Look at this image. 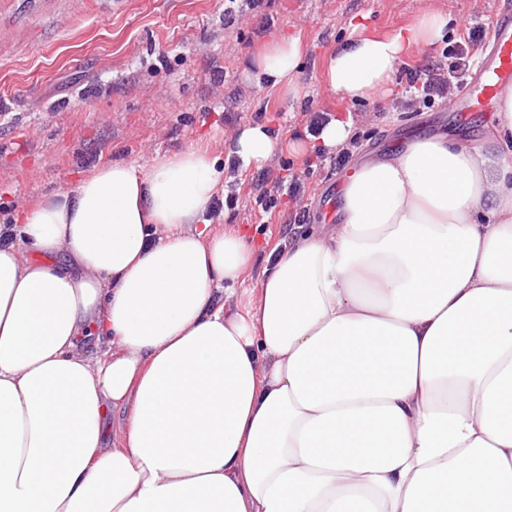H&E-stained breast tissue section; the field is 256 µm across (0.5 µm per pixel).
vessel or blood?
<instances>
[{"label":"vessel or blood","mask_w":512,"mask_h":512,"mask_svg":"<svg viewBox=\"0 0 512 512\" xmlns=\"http://www.w3.org/2000/svg\"><path fill=\"white\" fill-rule=\"evenodd\" d=\"M508 84H512V7L506 5L496 16L489 53L470 76L463 111H493L500 89Z\"/></svg>","instance_id":"vessel-or-blood-1"}]
</instances>
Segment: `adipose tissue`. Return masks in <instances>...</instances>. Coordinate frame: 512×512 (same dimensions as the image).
<instances>
[{"label": "adipose tissue", "mask_w": 512, "mask_h": 512, "mask_svg": "<svg viewBox=\"0 0 512 512\" xmlns=\"http://www.w3.org/2000/svg\"><path fill=\"white\" fill-rule=\"evenodd\" d=\"M452 20L355 25L327 88L386 93ZM302 58L271 39L254 77L299 96ZM498 101L483 146L438 130L358 164L335 226L255 281L236 226L197 229L226 178L202 144L20 211L0 246V512H512V86ZM277 149L254 124L233 155Z\"/></svg>", "instance_id": "ef3b65f1"}]
</instances>
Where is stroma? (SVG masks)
<instances>
[{"label": "stroma", "mask_w": 512, "mask_h": 512, "mask_svg": "<svg viewBox=\"0 0 512 512\" xmlns=\"http://www.w3.org/2000/svg\"><path fill=\"white\" fill-rule=\"evenodd\" d=\"M502 0H273L232 27L224 0H0V225L52 193L73 187L112 159L148 166L156 154L204 143L226 157L239 128L263 124L281 142L265 163L306 184L309 215L293 222L285 192L273 212L257 197L258 169L238 172L239 200L221 223L238 226L254 245L252 277L275 246L299 230H320L325 202L346 172L305 161L316 112L351 111L359 141L349 166L390 155L409 138L437 128L482 142L494 113L465 115L439 105L420 112L393 109L392 94L348 103L323 80L329 53L366 22L390 33L426 7L450 13L457 31L494 18ZM305 46L299 97L259 89L256 46L275 33Z\"/></svg>", "instance_id": "stroma-1"}]
</instances>
